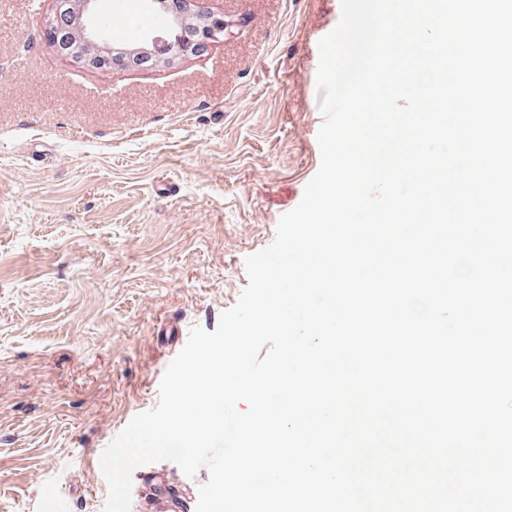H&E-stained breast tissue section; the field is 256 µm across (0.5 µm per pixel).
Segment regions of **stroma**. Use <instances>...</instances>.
Segmentation results:
<instances>
[{
  "label": "stroma",
  "instance_id": "35a3bbf8",
  "mask_svg": "<svg viewBox=\"0 0 512 512\" xmlns=\"http://www.w3.org/2000/svg\"><path fill=\"white\" fill-rule=\"evenodd\" d=\"M237 39L85 70L51 0H0V512H103L100 457L214 331L320 167L319 42L341 0H211ZM207 469H136L131 512H195Z\"/></svg>",
  "mask_w": 512,
  "mask_h": 512
}]
</instances>
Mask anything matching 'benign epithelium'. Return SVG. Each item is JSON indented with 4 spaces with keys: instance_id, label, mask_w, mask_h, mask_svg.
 <instances>
[{
    "instance_id": "1",
    "label": "benign epithelium",
    "mask_w": 512,
    "mask_h": 512,
    "mask_svg": "<svg viewBox=\"0 0 512 512\" xmlns=\"http://www.w3.org/2000/svg\"><path fill=\"white\" fill-rule=\"evenodd\" d=\"M45 35L55 51L84 69L143 71L172 68L206 55L217 43L243 34L248 20L215 13L201 0H146L158 26L133 41H115L102 0H52Z\"/></svg>"
}]
</instances>
